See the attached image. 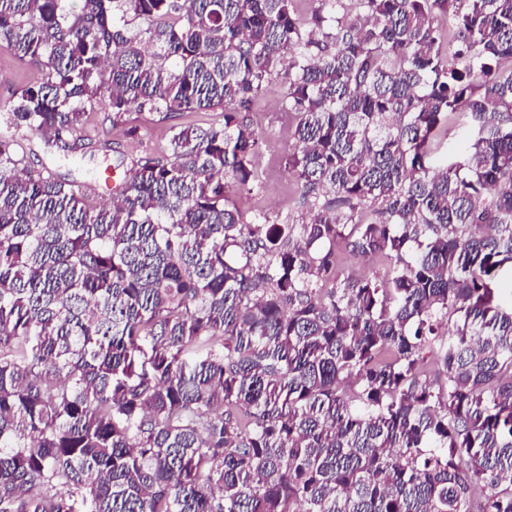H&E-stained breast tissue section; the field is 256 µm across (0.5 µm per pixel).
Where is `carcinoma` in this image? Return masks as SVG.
Masks as SVG:
<instances>
[{
    "label": "carcinoma",
    "mask_w": 512,
    "mask_h": 512,
    "mask_svg": "<svg viewBox=\"0 0 512 512\" xmlns=\"http://www.w3.org/2000/svg\"><path fill=\"white\" fill-rule=\"evenodd\" d=\"M68 2L0 0L7 124L219 119L103 204L0 133V512H512V0ZM278 78L285 224L229 196ZM38 74L37 69L21 65L8 52L0 50V102L6 101L23 80Z\"/></svg>",
    "instance_id": "1"
}]
</instances>
